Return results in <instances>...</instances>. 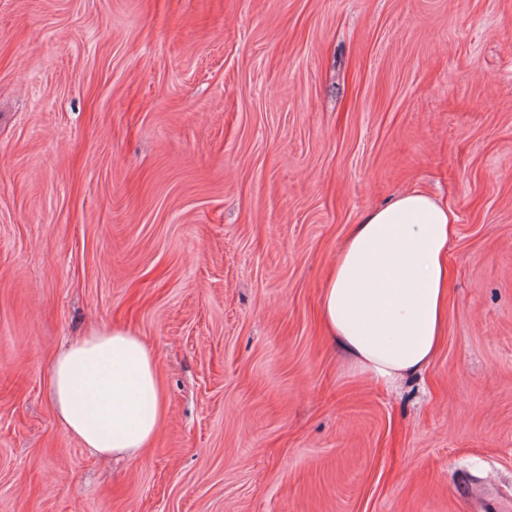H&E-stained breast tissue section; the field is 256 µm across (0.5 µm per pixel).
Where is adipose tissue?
<instances>
[{
  "label": "adipose tissue",
  "mask_w": 512,
  "mask_h": 512,
  "mask_svg": "<svg viewBox=\"0 0 512 512\" xmlns=\"http://www.w3.org/2000/svg\"><path fill=\"white\" fill-rule=\"evenodd\" d=\"M457 216L421 187L351 225L322 288L329 335L369 379L394 385L436 355L448 316ZM51 395L64 427L100 457H136L166 417L156 357L130 329H95L57 355Z\"/></svg>",
  "instance_id": "ef3b65f1"
}]
</instances>
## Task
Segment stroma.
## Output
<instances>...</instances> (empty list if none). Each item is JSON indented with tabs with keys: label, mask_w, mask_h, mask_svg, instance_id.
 Listing matches in <instances>:
<instances>
[{
	"label": "stroma",
	"mask_w": 512,
	"mask_h": 512,
	"mask_svg": "<svg viewBox=\"0 0 512 512\" xmlns=\"http://www.w3.org/2000/svg\"><path fill=\"white\" fill-rule=\"evenodd\" d=\"M413 185L448 328L391 390L318 314ZM115 324L167 414L104 460L49 383ZM0 512H512V0H0Z\"/></svg>",
	"instance_id": "obj_1"
}]
</instances>
